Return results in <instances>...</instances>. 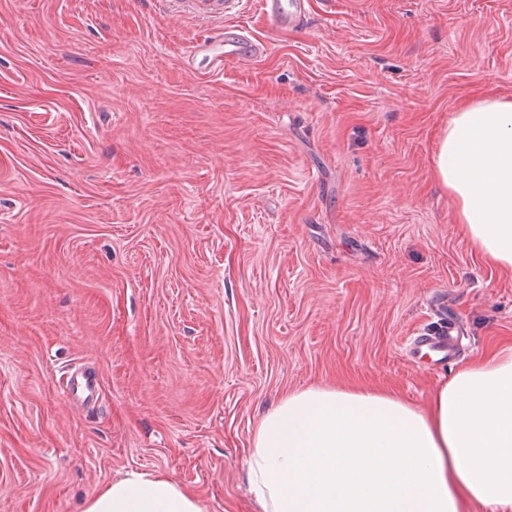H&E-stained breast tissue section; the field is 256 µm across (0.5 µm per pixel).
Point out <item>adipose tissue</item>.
I'll use <instances>...</instances> for the list:
<instances>
[{"label":"adipose tissue","instance_id":"1","mask_svg":"<svg viewBox=\"0 0 512 512\" xmlns=\"http://www.w3.org/2000/svg\"><path fill=\"white\" fill-rule=\"evenodd\" d=\"M474 248L512 271V99L455 112L434 158ZM248 479L261 512H512V346L456 371L428 410L374 390L288 394L252 435ZM83 512H203L159 472L129 471Z\"/></svg>","mask_w":512,"mask_h":512}]
</instances>
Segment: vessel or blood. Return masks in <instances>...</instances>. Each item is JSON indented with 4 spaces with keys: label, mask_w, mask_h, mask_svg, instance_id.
<instances>
[{
    "label": "vessel or blood",
    "mask_w": 512,
    "mask_h": 512,
    "mask_svg": "<svg viewBox=\"0 0 512 512\" xmlns=\"http://www.w3.org/2000/svg\"><path fill=\"white\" fill-rule=\"evenodd\" d=\"M191 14L207 19H221L230 14L241 0H173ZM259 11L266 23L275 31L285 32L299 27L307 13L309 0H258ZM266 52V45L239 25H227L212 40L194 45L188 53V62L197 56L207 60L208 73H222L224 69L247 62L258 61ZM100 382L97 373L85 366L68 368L62 384V396L71 402H91L99 397Z\"/></svg>",
    "instance_id": "obj_1"
}]
</instances>
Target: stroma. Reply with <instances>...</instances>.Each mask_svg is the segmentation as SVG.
<instances>
[{
	"label": "stroma",
	"instance_id": "35a3bbf8",
	"mask_svg": "<svg viewBox=\"0 0 512 512\" xmlns=\"http://www.w3.org/2000/svg\"><path fill=\"white\" fill-rule=\"evenodd\" d=\"M269 45L204 76L221 23ZM163 0H0V512H82L127 470L260 512V417L314 386L423 409L512 343V274L434 175L462 104L512 98V0H311L278 33ZM94 366L96 406L59 386Z\"/></svg>",
	"mask_w": 512,
	"mask_h": 512
}]
</instances>
